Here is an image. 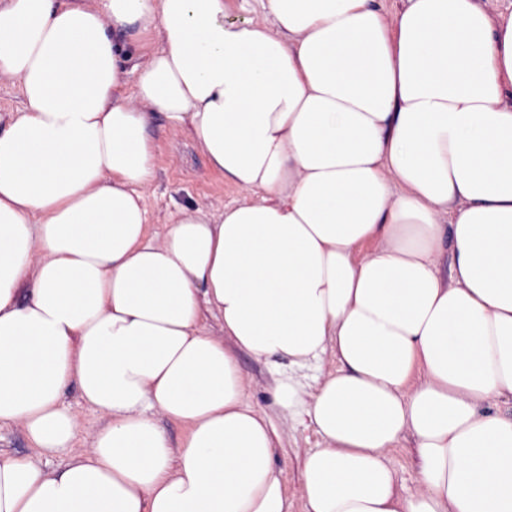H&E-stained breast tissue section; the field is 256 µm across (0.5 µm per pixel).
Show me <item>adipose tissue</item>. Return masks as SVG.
Here are the masks:
<instances>
[{"instance_id":"obj_1","label":"adipose tissue","mask_w":512,"mask_h":512,"mask_svg":"<svg viewBox=\"0 0 512 512\" xmlns=\"http://www.w3.org/2000/svg\"><path fill=\"white\" fill-rule=\"evenodd\" d=\"M263 4L267 25L227 0H0L22 95L0 130V425L34 448L0 450V512H288L241 351L322 440L303 512H512V414L491 409L512 399V13ZM158 114L253 198L150 235ZM73 385L107 420L49 470ZM408 435L406 495L386 451ZM150 416L165 431L173 446H178L182 442L186 433L184 426L168 419L165 413L158 407L151 410Z\"/></svg>"}]
</instances>
